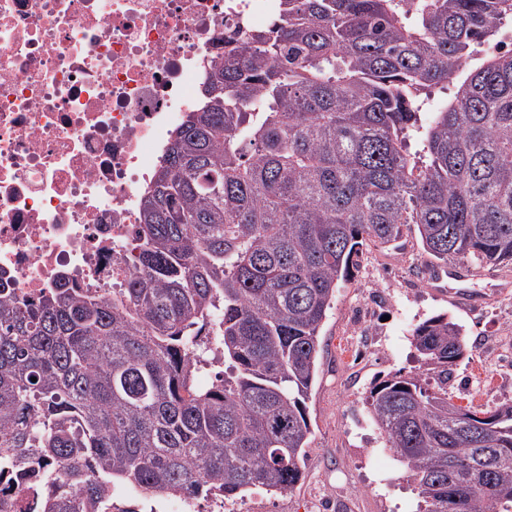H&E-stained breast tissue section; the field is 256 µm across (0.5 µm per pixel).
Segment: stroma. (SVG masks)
<instances>
[{"label": "stroma", "mask_w": 512, "mask_h": 512, "mask_svg": "<svg viewBox=\"0 0 512 512\" xmlns=\"http://www.w3.org/2000/svg\"><path fill=\"white\" fill-rule=\"evenodd\" d=\"M467 286L484 296L468 311L449 302L447 280L435 279L412 231L364 248L321 327L303 482L283 495L255 490L221 505L205 498L198 502L201 512L219 506L224 512H419L404 468L384 448L364 398L375 382L415 367L413 328L445 313L462 326L466 341L449 396L482 410L512 403V269L475 270Z\"/></svg>", "instance_id": "obj_1"}]
</instances>
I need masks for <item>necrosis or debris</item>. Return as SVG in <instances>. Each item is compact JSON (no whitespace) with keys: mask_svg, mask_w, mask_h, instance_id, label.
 I'll list each match as a JSON object with an SVG mask.
<instances>
[{"mask_svg":"<svg viewBox=\"0 0 512 512\" xmlns=\"http://www.w3.org/2000/svg\"><path fill=\"white\" fill-rule=\"evenodd\" d=\"M279 0H0V280L109 298L139 270V202L224 34Z\"/></svg>","mask_w":512,"mask_h":512,"instance_id":"obj_1","label":"necrosis or debris"}]
</instances>
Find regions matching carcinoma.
Masks as SVG:
<instances>
[{
    "instance_id": "obj_1",
    "label": "carcinoma",
    "mask_w": 512,
    "mask_h": 512,
    "mask_svg": "<svg viewBox=\"0 0 512 512\" xmlns=\"http://www.w3.org/2000/svg\"><path fill=\"white\" fill-rule=\"evenodd\" d=\"M509 21L512 0H282L228 36L141 198L139 274L110 300L0 288V478L40 512H110L117 484L292 492L320 328L363 247L412 230L433 264L512 266V50L481 49ZM209 334L229 372L198 388ZM412 346L364 405L423 512H512V404L448 397L447 315Z\"/></svg>"
}]
</instances>
